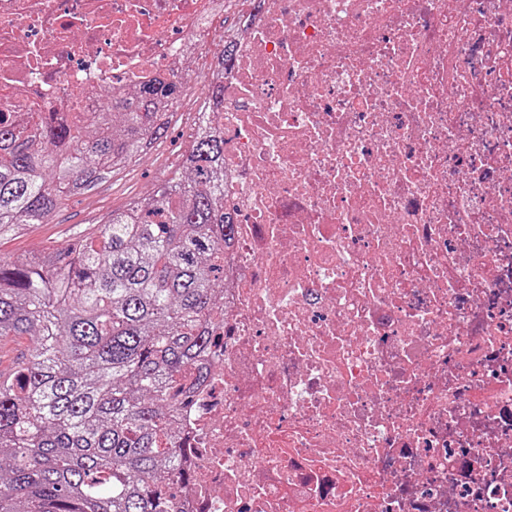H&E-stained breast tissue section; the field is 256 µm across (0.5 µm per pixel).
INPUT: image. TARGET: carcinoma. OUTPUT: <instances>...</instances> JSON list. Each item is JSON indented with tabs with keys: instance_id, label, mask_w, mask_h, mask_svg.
I'll use <instances>...</instances> for the list:
<instances>
[{
	"instance_id": "1",
	"label": "carcinoma",
	"mask_w": 512,
	"mask_h": 512,
	"mask_svg": "<svg viewBox=\"0 0 512 512\" xmlns=\"http://www.w3.org/2000/svg\"><path fill=\"white\" fill-rule=\"evenodd\" d=\"M233 30L215 67L236 54ZM199 133L151 197L97 231L0 260V342L32 350L0 371V512H173L186 482L172 416L206 379L224 321V106L208 80ZM182 79L105 89L103 109L56 120L0 112V240L43 224L167 132Z\"/></svg>"
}]
</instances>
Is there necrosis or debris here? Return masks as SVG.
<instances>
[{
  "label": "necrosis or debris",
  "mask_w": 512,
  "mask_h": 512,
  "mask_svg": "<svg viewBox=\"0 0 512 512\" xmlns=\"http://www.w3.org/2000/svg\"><path fill=\"white\" fill-rule=\"evenodd\" d=\"M231 9L174 512H512V0H0V111L183 75Z\"/></svg>",
  "instance_id": "1"
}]
</instances>
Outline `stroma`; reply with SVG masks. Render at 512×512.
Listing matches in <instances>:
<instances>
[{"label": "stroma", "instance_id": "35a3bbf8", "mask_svg": "<svg viewBox=\"0 0 512 512\" xmlns=\"http://www.w3.org/2000/svg\"><path fill=\"white\" fill-rule=\"evenodd\" d=\"M206 96L204 84L186 86L175 108L168 133L141 160L97 186L77 201L65 202L47 223L35 224L23 234L0 242V258L7 260L67 243L105 223L112 212L150 196L163 179L181 167V155L192 141L197 112Z\"/></svg>", "mask_w": 512, "mask_h": 512}]
</instances>
